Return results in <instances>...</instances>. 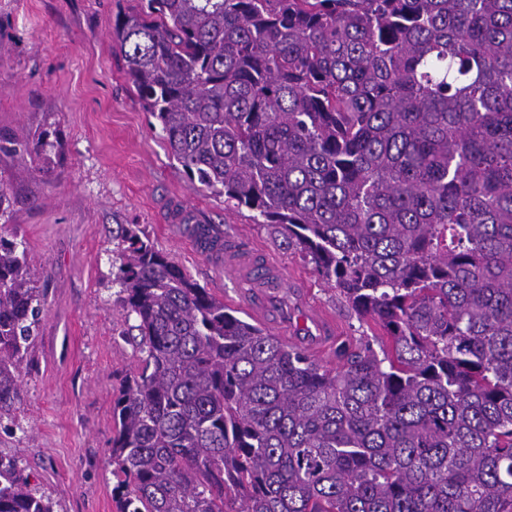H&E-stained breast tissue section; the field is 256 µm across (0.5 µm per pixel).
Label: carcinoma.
<instances>
[{
    "label": "carcinoma",
    "instance_id": "cac0c4a2",
    "mask_svg": "<svg viewBox=\"0 0 512 512\" xmlns=\"http://www.w3.org/2000/svg\"><path fill=\"white\" fill-rule=\"evenodd\" d=\"M141 2L112 39L168 154L391 350L325 369L125 230L120 512H512V0ZM40 313L0 232V419ZM0 512H53L1 454Z\"/></svg>",
    "mask_w": 512,
    "mask_h": 512
}]
</instances>
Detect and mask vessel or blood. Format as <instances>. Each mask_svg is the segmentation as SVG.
<instances>
[{
	"label": "vessel or blood",
	"instance_id": "1",
	"mask_svg": "<svg viewBox=\"0 0 512 512\" xmlns=\"http://www.w3.org/2000/svg\"><path fill=\"white\" fill-rule=\"evenodd\" d=\"M213 253L223 259L225 271L244 281L248 280L256 265V253L240 250L231 244L215 247ZM286 290L295 295L298 301L299 319L294 324L282 320L270 304L272 297ZM241 301L266 327L289 332L291 344L311 353L323 352L337 337L334 321L309 305L304 283L299 280L287 281L279 267L268 266L260 289L244 293Z\"/></svg>",
	"mask_w": 512,
	"mask_h": 512
}]
</instances>
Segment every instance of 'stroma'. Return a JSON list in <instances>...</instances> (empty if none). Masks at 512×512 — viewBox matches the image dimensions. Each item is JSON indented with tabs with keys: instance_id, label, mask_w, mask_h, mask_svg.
Returning <instances> with one entry per match:
<instances>
[{
	"instance_id": "35a3bbf8",
	"label": "stroma",
	"mask_w": 512,
	"mask_h": 512,
	"mask_svg": "<svg viewBox=\"0 0 512 512\" xmlns=\"http://www.w3.org/2000/svg\"><path fill=\"white\" fill-rule=\"evenodd\" d=\"M139 0H0V135L26 140L56 133L61 158L46 176L33 157L0 152V185L12 200L6 233L22 241L43 295L39 334L23 361L21 399L0 420V453L19 457L23 475L53 512H119L114 492L112 405L139 365L135 319L114 282L118 235L130 224L214 297L236 310L242 286L208 250L177 238L173 210L197 219L246 251H259L341 332L320 357L335 369L364 345L381 349V329L360 318L301 254L280 246L248 208L190 182L168 154L112 40L117 14Z\"/></svg>"
}]
</instances>
